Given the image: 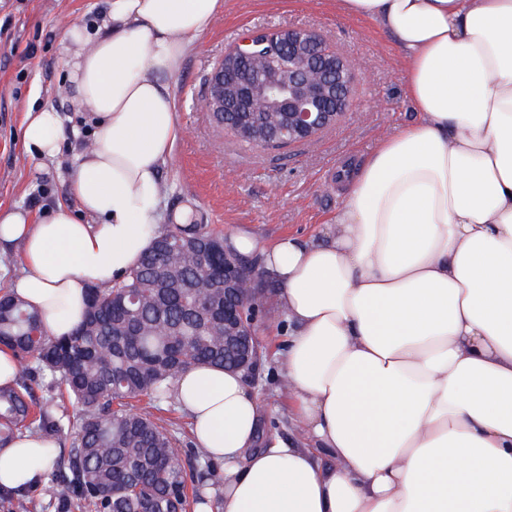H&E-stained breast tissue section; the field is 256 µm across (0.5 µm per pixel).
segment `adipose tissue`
<instances>
[{
	"label": "adipose tissue",
	"instance_id": "1",
	"mask_svg": "<svg viewBox=\"0 0 512 512\" xmlns=\"http://www.w3.org/2000/svg\"><path fill=\"white\" fill-rule=\"evenodd\" d=\"M223 0H108L69 25L73 100L92 126L66 207L0 212L18 244L11 290L49 335L83 318L89 286L136 266L163 218V165L182 134L167 84ZM399 47L417 118L347 177L320 236L224 240L259 258L288 323L281 364L306 447L259 446L241 372L193 367L174 383L199 446L224 468L212 512H512V0H338ZM61 120L27 112V151L55 158ZM52 438L0 448V486L39 481Z\"/></svg>",
	"mask_w": 512,
	"mask_h": 512
}]
</instances>
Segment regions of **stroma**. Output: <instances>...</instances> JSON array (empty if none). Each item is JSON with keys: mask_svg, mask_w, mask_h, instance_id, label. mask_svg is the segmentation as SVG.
Segmentation results:
<instances>
[{"mask_svg": "<svg viewBox=\"0 0 512 512\" xmlns=\"http://www.w3.org/2000/svg\"><path fill=\"white\" fill-rule=\"evenodd\" d=\"M105 0H0V210L22 208L32 218L66 201L75 154L90 138L64 137L51 161L29 154L20 127L29 108L48 106L64 127L75 117L66 65L65 26L99 24ZM315 29L347 58L354 76L351 108L315 140L263 150L220 132L198 100L214 62L258 28ZM405 60L374 22L343 14L336 0H224V10L190 46L170 78L176 119L183 129L162 180L171 192L166 214L193 211L197 223L227 236L246 224L264 241L308 236L332 223L346 187L341 167L361 163L383 138L411 117L403 88ZM256 335L266 355L249 388L263 410V437L298 440L302 428L281 385V354L288 344L283 318H258ZM154 417L173 433L180 458L192 465L196 442L191 418L176 400L157 403Z\"/></svg>", "mask_w": 512, "mask_h": 512, "instance_id": "1", "label": "stroma"}]
</instances>
